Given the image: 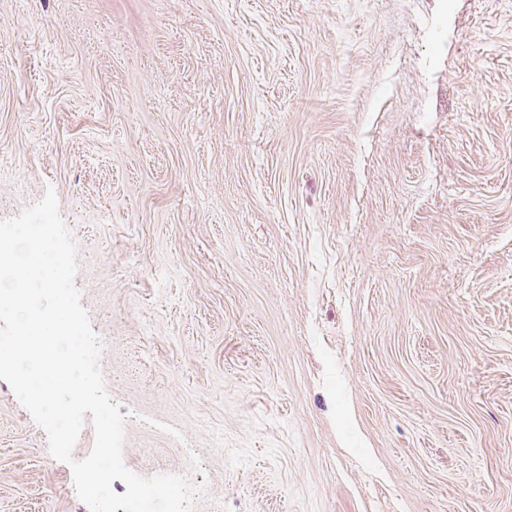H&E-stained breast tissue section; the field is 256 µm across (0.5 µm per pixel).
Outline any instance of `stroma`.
<instances>
[{"label": "stroma", "instance_id": "1", "mask_svg": "<svg viewBox=\"0 0 512 512\" xmlns=\"http://www.w3.org/2000/svg\"><path fill=\"white\" fill-rule=\"evenodd\" d=\"M49 189L132 472L512 512V0H0V219ZM0 512H90L2 380Z\"/></svg>", "mask_w": 512, "mask_h": 512}]
</instances>
